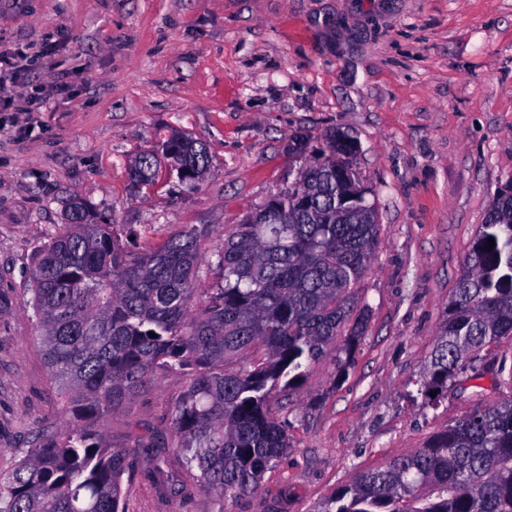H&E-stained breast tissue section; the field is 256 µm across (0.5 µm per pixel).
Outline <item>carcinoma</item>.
I'll return each mask as SVG.
<instances>
[{"instance_id": "cac0c4a2", "label": "carcinoma", "mask_w": 512, "mask_h": 512, "mask_svg": "<svg viewBox=\"0 0 512 512\" xmlns=\"http://www.w3.org/2000/svg\"><path fill=\"white\" fill-rule=\"evenodd\" d=\"M355 144L336 128L316 152L303 140L293 144L295 181L273 208L261 204L224 231V249L210 260L221 283L203 299L196 230L136 253L120 244V225L103 222L81 198L70 203L65 230L33 258L30 284L41 347L72 420L0 473V512H126L123 481L136 473L88 423L159 372H192L174 408L173 451L187 478L168 481L167 491L189 496L196 488L207 512H230L261 490L290 448V424L274 415L272 399L328 355L345 373L367 325L353 288L379 246L377 214L355 202L342 210L336 199L338 169H350L344 188L362 184ZM209 162L205 144L173 131L161 152L140 153L128 175L135 188L149 187L164 165L192 184ZM505 339H512L511 185L471 242L420 394L435 401L448 393ZM243 355L245 366L226 369ZM494 388L496 397L421 447L358 473L313 512H512V368L497 369Z\"/></svg>"}]
</instances>
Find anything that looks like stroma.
Listing matches in <instances>:
<instances>
[{"mask_svg":"<svg viewBox=\"0 0 512 512\" xmlns=\"http://www.w3.org/2000/svg\"><path fill=\"white\" fill-rule=\"evenodd\" d=\"M0 52L26 59L0 74V473L66 423L29 274L67 201L124 225L143 252L195 228L208 258L287 188L289 144L331 127L357 138L377 207L379 252L356 286L368 325L344 376L326 359L275 397L288 455L232 512H312L475 405L453 388L429 406L416 382L469 244L512 181V0H0ZM32 87L41 109L7 106ZM175 129L207 145L203 179L163 172L133 188L130 160ZM190 380L152 376L96 424L137 474L129 512L207 508L149 476L146 446L171 445Z\"/></svg>","mask_w":512,"mask_h":512,"instance_id":"35a3bbf8","label":"stroma"}]
</instances>
